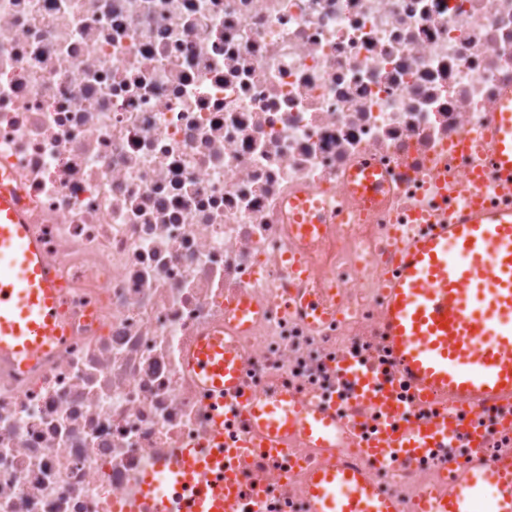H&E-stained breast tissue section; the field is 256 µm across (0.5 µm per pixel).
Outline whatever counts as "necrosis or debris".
I'll use <instances>...</instances> for the list:
<instances>
[{
  "label": "necrosis or debris",
  "instance_id": "4bbe7bcc",
  "mask_svg": "<svg viewBox=\"0 0 512 512\" xmlns=\"http://www.w3.org/2000/svg\"><path fill=\"white\" fill-rule=\"evenodd\" d=\"M512 87V0H0V172L29 204L66 330L24 370L0 357V512H124L138 475L210 440L241 512H304L310 465L357 464L416 512L479 452L512 455V399L449 406L447 438L380 440L433 424L382 336V286L424 213L458 198L471 145ZM391 184L345 194L350 168ZM336 205L297 247L283 206ZM312 273H294V254ZM335 298L321 327L290 304ZM246 390L287 385L353 432L336 450L248 446L247 419L199 384L186 353L240 297Z\"/></svg>",
  "mask_w": 512,
  "mask_h": 512
}]
</instances>
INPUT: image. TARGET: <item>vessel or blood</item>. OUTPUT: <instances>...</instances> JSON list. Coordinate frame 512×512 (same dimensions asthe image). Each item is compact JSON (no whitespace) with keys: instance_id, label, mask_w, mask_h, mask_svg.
Listing matches in <instances>:
<instances>
[{"instance_id":"obj_1","label":"vessel or blood","mask_w":512,"mask_h":512,"mask_svg":"<svg viewBox=\"0 0 512 512\" xmlns=\"http://www.w3.org/2000/svg\"><path fill=\"white\" fill-rule=\"evenodd\" d=\"M495 136L485 146L486 182L474 175L471 196L452 214H437L435 230L410 240L401 252V270L387 285L385 334L398 370L419 392L444 401L456 398L478 408L512 398V208L491 209L480 199L489 191L512 192V89L503 93L494 121ZM354 194L373 201L387 192L383 179L354 178ZM295 232L305 240L335 223L331 205L291 201ZM24 198L0 184V356L24 366L42 360L64 334L58 288L40 246L28 230ZM467 255L458 267L452 251ZM297 311L324 320L327 305L315 293H301ZM197 379L223 396L237 398L240 410L263 447L277 450L298 437L315 448L335 447L346 425L314 403H299L287 388L241 393L235 344L223 332H202L187 354ZM224 464L203 448H180L169 463L147 470L125 512H172V503L149 491L155 477L196 489L185 512H235V479L213 481ZM498 490L490 507L482 490ZM308 512H396L359 471L327 462L309 473ZM421 512H512V464L492 456L475 459L441 498L419 504Z\"/></svg>"}]
</instances>
